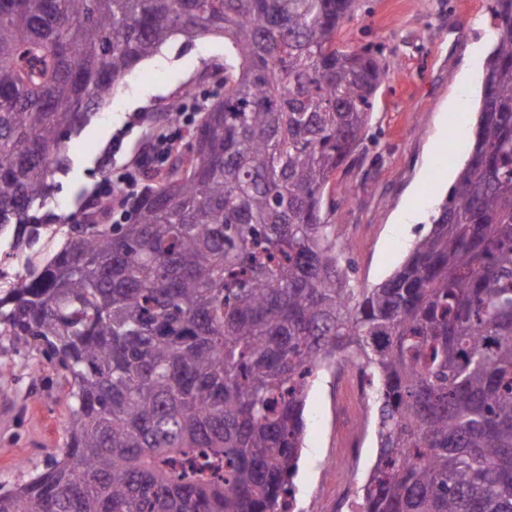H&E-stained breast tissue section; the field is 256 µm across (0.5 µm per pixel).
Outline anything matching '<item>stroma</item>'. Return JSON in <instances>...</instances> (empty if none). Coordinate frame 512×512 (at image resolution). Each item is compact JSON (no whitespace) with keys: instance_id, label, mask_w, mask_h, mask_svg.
Wrapping results in <instances>:
<instances>
[{"instance_id":"stroma-1","label":"stroma","mask_w":512,"mask_h":512,"mask_svg":"<svg viewBox=\"0 0 512 512\" xmlns=\"http://www.w3.org/2000/svg\"><path fill=\"white\" fill-rule=\"evenodd\" d=\"M493 0H357L353 17L337 36L340 45L368 46L382 60L389 79L377 91L368 134L372 139L349 167L337 171L329 216L348 244L343 258L355 287L387 279L427 231V218L453 185L467 159L481 95L480 78L492 47ZM224 40L208 36L185 44L175 38L142 62L91 122L67 143L69 168L57 175L55 200L64 202L69 223L81 222L83 209L141 157L159 131L171 103L185 88L199 99L222 94L218 69ZM466 110H450V101ZM353 197L341 199V186ZM412 223L396 218L402 208ZM34 361L0 355L16 389L0 397V485L11 486L24 471L43 469L65 437L67 389L45 369L32 387ZM366 410L357 394L354 371L320 373L305 408V449L295 480L298 512H333L343 488L341 475L353 453L361 465L352 477L360 486L375 462L374 436L360 438Z\"/></svg>"}]
</instances>
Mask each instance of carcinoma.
I'll use <instances>...</instances> for the list:
<instances>
[{"label":"carcinoma","instance_id":"carcinoma-1","mask_svg":"<svg viewBox=\"0 0 512 512\" xmlns=\"http://www.w3.org/2000/svg\"><path fill=\"white\" fill-rule=\"evenodd\" d=\"M355 0H0V236L35 255L66 141L174 37L224 36V98L124 224L70 225L0 290V350L68 387L60 453L0 512H288L318 372L373 391L358 512H512V0L473 145L403 264L355 288L326 200L388 71Z\"/></svg>","mask_w":512,"mask_h":512}]
</instances>
